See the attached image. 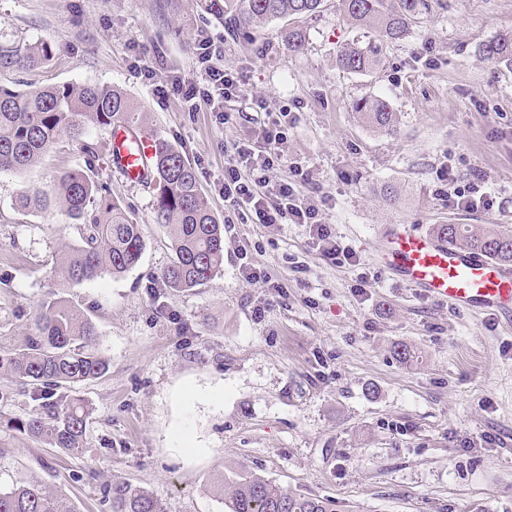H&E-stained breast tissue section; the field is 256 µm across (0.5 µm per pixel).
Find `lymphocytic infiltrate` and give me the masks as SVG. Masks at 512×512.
Masks as SVG:
<instances>
[{"instance_id":"obj_1","label":"lymphocytic infiltrate","mask_w":512,"mask_h":512,"mask_svg":"<svg viewBox=\"0 0 512 512\" xmlns=\"http://www.w3.org/2000/svg\"><path fill=\"white\" fill-rule=\"evenodd\" d=\"M198 61L203 66L200 81L174 80L158 84L159 99L177 95L184 111L212 112L216 121L228 124L232 115L224 109L227 97L241 92L242 79L238 72L214 65L209 42L198 47ZM285 135L281 119H273L265 133L266 146L263 151H253L249 145L236 143L228 150L224 159V199L238 207L248 208L261 224H305L320 255L336 263L357 264L353 251L333 238L329 225L317 219V205L300 192L302 183L309 181L307 172H299L296 179L280 183L277 187L279 203L268 207L263 189L267 174L273 167L282 165L284 157L279 145Z\"/></svg>"}]
</instances>
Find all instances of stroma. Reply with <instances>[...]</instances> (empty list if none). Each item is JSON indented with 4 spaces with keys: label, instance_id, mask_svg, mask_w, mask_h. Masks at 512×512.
<instances>
[{
    "label": "stroma",
    "instance_id": "obj_1",
    "mask_svg": "<svg viewBox=\"0 0 512 512\" xmlns=\"http://www.w3.org/2000/svg\"><path fill=\"white\" fill-rule=\"evenodd\" d=\"M339 0L305 20L308 48L281 44L286 20L229 33L203 0H0V42L49 43L50 60L1 71L0 85L37 90L115 85L142 108L146 131L175 144L224 221V264L209 283L165 288L174 252L153 221V183L127 180L110 161L112 131L97 128L98 179L134 223L145 249L127 273L64 285L62 243L77 242L61 211L17 210L19 194L49 188L82 166L60 139L34 167L0 173V352L23 348L37 305L65 293L97 328L109 361L97 379L64 385L54 401L91 408L85 446L65 454L6 428L42 403L40 392L0 376V487L34 477L79 512H111L105 487L148 490L165 512H224L220 476L258 473L327 501L330 512H512V324L421 293L375 261L380 231L413 224H497L512 229V67L479 46L512 32V0H444L411 35L387 46L382 68L354 74L338 49L372 32L346 23ZM213 40L247 93L224 104L222 125L159 101L132 64L144 56L174 75H199L200 37ZM386 99L393 130L366 124L355 104ZM288 113L285 163L268 178L310 170L305 197L354 250L358 265L319 255L304 224H259L224 200V149H261L272 113ZM484 175L490 210L464 211L441 192ZM399 192L385 200V187ZM408 344L413 361L399 360ZM203 449L187 460V446Z\"/></svg>",
    "mask_w": 512,
    "mask_h": 512
}]
</instances>
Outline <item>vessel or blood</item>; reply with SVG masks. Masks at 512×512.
I'll return each mask as SVG.
<instances>
[{
	"label": "vessel or blood",
	"instance_id": "vessel-or-blood-1",
	"mask_svg": "<svg viewBox=\"0 0 512 512\" xmlns=\"http://www.w3.org/2000/svg\"><path fill=\"white\" fill-rule=\"evenodd\" d=\"M154 145L112 130V164L127 178H147ZM380 267L425 295L476 312L512 318V269L464 245H448L411 224L385 229L375 254Z\"/></svg>",
	"mask_w": 512,
	"mask_h": 512
}]
</instances>
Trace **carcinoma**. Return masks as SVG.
I'll list each match as a JSON object with an SVG mask.
<instances>
[{"instance_id": "obj_1", "label": "carcinoma", "mask_w": 512, "mask_h": 512, "mask_svg": "<svg viewBox=\"0 0 512 512\" xmlns=\"http://www.w3.org/2000/svg\"><path fill=\"white\" fill-rule=\"evenodd\" d=\"M324 0H205L208 9L232 33L246 32L275 19L292 26L280 31L282 45L293 54L307 48L301 22L320 12ZM439 0H340L343 18L351 26L369 25L374 37L352 42L337 52L338 65L351 73L377 70L383 48L410 36L413 26L429 15ZM484 59L512 66V33L501 34L479 47ZM52 55L47 43L23 49L0 46V70H32ZM366 123L375 129L394 127L395 112L382 97L356 103ZM127 94L117 86L63 84L33 92L0 87V172H21L35 164L57 140L78 143L84 167L63 171L49 189H30L18 199L22 211L59 209L80 226V240L67 243L60 254L65 281H94L105 274L117 276L133 269L145 248L141 225L112 202L107 186L94 179L97 144L95 128L124 123L148 136L155 144L153 181L157 186L154 223L171 239L174 258L161 274L162 283L187 290L213 279L224 263V224L201 193L197 174L182 152L158 134L141 128ZM98 208L88 209L90 202ZM436 235L453 245L464 242L502 265H512V230L486 224H437ZM24 347L0 353V374L23 385L52 389L104 375L109 361L95 349L97 331L65 296L41 302ZM90 408L80 399L66 404L48 402L24 419L8 420L7 426L46 441L62 452L84 447ZM112 512H163L148 491L126 481L106 489ZM227 512H328L327 504L285 490L263 476L246 472L232 482L224 502ZM0 512H78L72 500L45 484L21 479L0 488Z\"/></svg>"}]
</instances>
